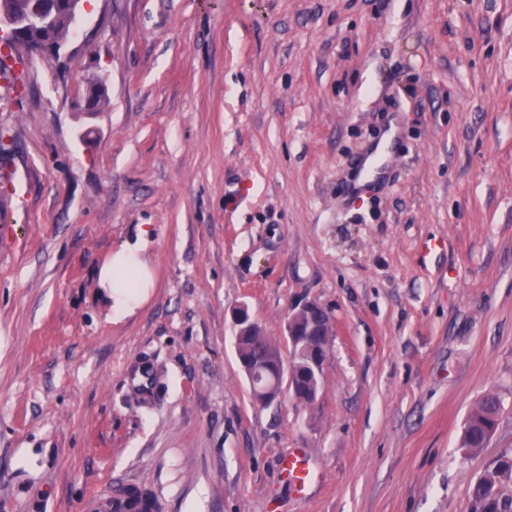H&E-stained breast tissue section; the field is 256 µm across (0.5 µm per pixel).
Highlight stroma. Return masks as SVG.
Wrapping results in <instances>:
<instances>
[{
	"instance_id": "obj_1",
	"label": "stroma",
	"mask_w": 512,
	"mask_h": 512,
	"mask_svg": "<svg viewBox=\"0 0 512 512\" xmlns=\"http://www.w3.org/2000/svg\"><path fill=\"white\" fill-rule=\"evenodd\" d=\"M76 28L24 85L0 62V512L137 477L166 512H468L512 451V0H87ZM139 224L157 286L113 323L96 271ZM309 300L318 398L260 405L233 312L285 354ZM286 335L293 350L304 352L306 363L302 366L304 372L313 374L317 379L322 378L329 344L327 342L312 343L309 336H333V320L327 309L317 301H307L288 317ZM499 408L496 395L489 392L482 396L465 420L461 448L466 452H476L484 448L495 430ZM282 465L284 471L288 473V479L300 490H304L316 480L315 472L301 448H295L288 453Z\"/></svg>"
}]
</instances>
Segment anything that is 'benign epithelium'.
I'll use <instances>...</instances> for the list:
<instances>
[{"label":"benign epithelium","instance_id":"obj_1","mask_svg":"<svg viewBox=\"0 0 512 512\" xmlns=\"http://www.w3.org/2000/svg\"><path fill=\"white\" fill-rule=\"evenodd\" d=\"M58 7L57 3L52 5L38 18L31 14H21L11 10L1 11L0 38L5 41L25 39L32 56L39 57L48 63L59 61L65 43H56L39 36H30L35 29L47 27L52 23L51 15ZM234 326L238 338L249 336L255 341L270 339L264 327L253 320L244 307L235 312ZM286 335L291 349L305 353L306 363L301 369L296 363L287 368L284 366L279 351L271 352L267 358L274 364L278 375L272 384L260 383L261 375L255 369L253 359H239L241 367L251 383L253 396L261 404H271L279 400L285 387L293 395L299 393L298 374L302 371L311 373L317 378L322 377L329 344L324 341L312 343L309 341V337L333 335V320L322 304L317 301H307L289 315Z\"/></svg>","mask_w":512,"mask_h":512}]
</instances>
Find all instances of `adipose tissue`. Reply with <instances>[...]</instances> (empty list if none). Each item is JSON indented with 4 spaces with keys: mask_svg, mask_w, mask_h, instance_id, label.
<instances>
[{
    "mask_svg": "<svg viewBox=\"0 0 512 512\" xmlns=\"http://www.w3.org/2000/svg\"><path fill=\"white\" fill-rule=\"evenodd\" d=\"M150 227L139 226L131 238L113 248L97 270V282L114 318L132 313L150 297L156 286L151 263Z\"/></svg>",
    "mask_w": 512,
    "mask_h": 512,
    "instance_id": "adipose-tissue-1",
    "label": "adipose tissue"
}]
</instances>
